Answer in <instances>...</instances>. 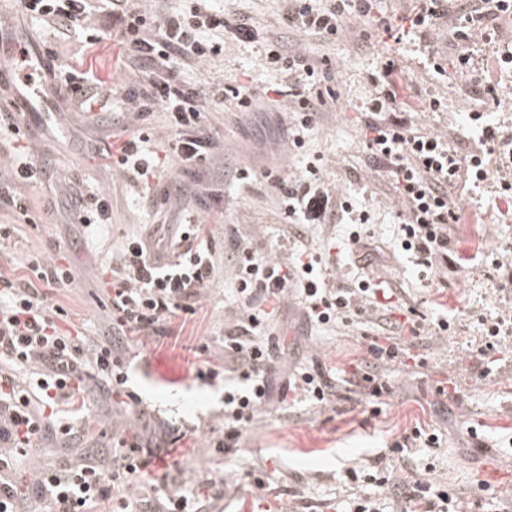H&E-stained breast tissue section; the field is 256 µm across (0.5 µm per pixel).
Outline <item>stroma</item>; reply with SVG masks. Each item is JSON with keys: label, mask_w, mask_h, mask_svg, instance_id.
Wrapping results in <instances>:
<instances>
[{"label": "stroma", "mask_w": 512, "mask_h": 512, "mask_svg": "<svg viewBox=\"0 0 512 512\" xmlns=\"http://www.w3.org/2000/svg\"><path fill=\"white\" fill-rule=\"evenodd\" d=\"M225 17L250 18L259 35L253 41H224L222 55L203 66L184 65L185 80L246 86L258 112L222 110L206 105L202 123L221 139L213 165L197 178L200 189L223 192L224 209L196 206V218L206 224L211 247L219 262L213 283L196 304L190 318L176 316L164 323L158 335L124 342L118 354L128 375L124 393L105 394L98 382L86 381L83 414L99 440L139 431L158 444L159 461L138 477L134 489L116 487L104 512H122L125 501H137L140 512L160 496L162 487L183 493L204 490L209 512H239L245 499L266 503L271 512H336L338 502L351 489L342 480L347 468L366 470L392 467L394 478L432 481L448 486L468 501L481 499L478 480L501 492L512 491V352H503L493 373L483 375L478 353L485 337L478 317L495 315L512 305V293L499 290L500 281L512 273V202H506L495 181L483 189H458L454 197L465 211V221L448 232L465 258L421 281L414 258L396 244L397 217L403 210L389 179L375 172L365 150L363 105L373 90L372 75L389 57L398 58L402 73L399 99L411 112L412 126L426 132L447 133L460 156L479 145L472 136L470 113L479 112L486 124L512 136V106L494 105L489 88L512 82V70L498 68L495 49L512 45V24L504 23L493 43L482 38L460 40L456 20L448 16L436 29L394 43L376 32L367 40L358 36L359 24L347 20L344 35L333 43L288 31L284 0H216ZM0 17L23 34L26 48L57 65L70 63L79 38L60 39L52 27L31 23L17 11L15 0H0ZM287 37L293 47L319 60H327L334 74L335 93L310 129L304 151L281 149L273 156L281 179L305 174L317 165L322 181L352 204L367 207L368 232L375 248L371 267L381 279L402 291L395 314L432 321L441 313L454 318L450 335L423 336L409 345L410 359L390 365L388 390L374 398L363 391L339 388L325 404H314L288 389V376L321 368L335 380H344L368 356L366 324L336 326L321 331L311 327L295 301L282 304L272 330L284 341L287 372L275 374V392L286 395L285 404L273 403L259 411L238 441L224 439V383L200 379L206 365L221 364L224 328L231 324L239 305L230 290V271L223 260L240 239L268 253L282 236L278 202L281 191L263 178L259 161L278 142L282 129L277 103L268 92L288 83L285 74L264 64L266 41ZM471 59L468 69L457 72L449 64L458 55ZM445 72L435 73L431 60ZM443 102L431 110L429 102ZM126 134L148 135V147L159 161L160 186L183 180L168 146L167 114L155 109L139 115L121 96L112 109L88 117L61 112L56 122L43 114L22 116L18 134L0 138V172L8 171L19 150L29 152L45 169L46 184H19L14 188L28 207L20 215L0 206V225L17 224L21 230L0 247V271L29 277L32 255L72 267L75 280L56 296L67 315L60 327L82 334L86 341L99 338L108 320L106 272L115 263L127 237L156 223V210H175L178 199L161 193L156 206L146 203L136 183L113 173L96 154L93 143L111 125ZM251 168L249 180L238 170ZM104 195L112 200V222L97 232L83 231L71 223L64 191ZM422 357L415 366L414 357ZM453 384L451 399L442 398L438 385ZM139 405H132L130 395ZM482 430L480 439L467 434V426ZM437 428L442 433L436 448L410 447L394 452L395 443L413 428ZM224 447H217V440Z\"/></svg>", "instance_id": "1"}]
</instances>
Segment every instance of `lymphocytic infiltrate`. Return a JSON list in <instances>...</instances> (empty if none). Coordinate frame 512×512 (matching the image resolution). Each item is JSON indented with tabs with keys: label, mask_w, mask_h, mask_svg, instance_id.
I'll list each match as a JSON object with an SVG mask.
<instances>
[{
	"label": "lymphocytic infiltrate",
	"mask_w": 512,
	"mask_h": 512,
	"mask_svg": "<svg viewBox=\"0 0 512 512\" xmlns=\"http://www.w3.org/2000/svg\"><path fill=\"white\" fill-rule=\"evenodd\" d=\"M19 2L25 15L62 29H82L92 13L102 14L121 59L140 66L121 90L124 99L141 113L157 107L169 112L176 130L169 148L184 172H199L216 146L214 136L199 122L202 103L220 105L228 95L220 84L180 82L173 67L182 62L200 65L222 54L226 33L240 41L255 40L256 30L247 17L226 20L223 11L204 5L203 0H194L189 9L171 11L159 23L133 0ZM445 12V0H419L416 11L401 23L382 11L377 0H287L284 20L288 29L333 41L341 35L345 18L352 16L399 43L409 32L435 28ZM506 14H512V0H466L457 12L459 35L468 40L486 34L489 23ZM265 61L290 78L287 94L298 107L288 128V144L303 148L306 130L325 105L313 89L330 81L331 75L304 53L289 51L276 41L268 43ZM399 73V66L390 60L373 78L377 91L366 107L365 147L372 162L385 168L408 211L398 228L402 249L419 266L430 269L448 262V227L462 219L453 190L461 184L481 187L491 170L512 168V142L499 136L496 128L481 124L480 113H473V120L480 123L483 150L462 161L444 138L411 128L397 103ZM49 76L53 92L64 95L69 107L81 112H93L114 92L90 68L61 66L50 70ZM143 143L136 135L115 145L103 137L95 149L103 157H116L125 176L148 188L158 167ZM66 204L75 223L86 228L112 219L111 202L103 196L76 194L67 197ZM340 213L349 228L348 243L363 246L370 219L367 210L341 200L313 174L294 178L284 188L281 215L292 228L321 224ZM205 239L204 225L186 211L173 223L157 224L127 238L110 269V319L101 338L90 346L57 323L66 311L51 293L73 283L71 268L34 256L29 261L31 279L0 274V512H23L24 501L32 497L46 503L48 512H95L100 501L111 498L116 476H135L148 466L142 451L150 446V439L121 435L99 451L92 447L86 422L72 420V413L81 408L80 366L88 364L107 390L122 389L127 376L115 355L118 343L130 336L154 335L173 315L195 314L197 301L213 282L216 259ZM232 261L242 308L224 330L223 369L211 368L205 374L211 381L224 380L228 440L238 439L274 398L271 374L279 345L263 339L262 332L285 299H297L308 322L318 328L371 320L369 359L349 383L374 397L387 389L383 367L399 359L397 336L406 333L416 340L427 330L441 334L451 328L445 316L431 328L410 318L393 319L396 291L387 282L368 277L353 287L330 285L328 259L303 243L294 245L291 261L284 262L241 242ZM20 367L29 369L28 378L17 375ZM52 432L78 445L79 459L61 467L38 468L31 485L20 487L17 456L39 447ZM345 476L360 491L346 501L344 512H386L390 506L395 512H470L450 489L429 480L415 482L408 495L390 503L380 493L389 482L383 471L370 474L350 468Z\"/></svg>",
	"instance_id": "lymphocytic-infiltrate-1"
}]
</instances>
